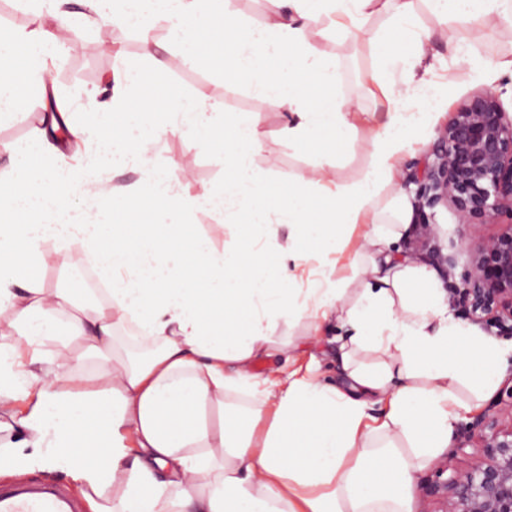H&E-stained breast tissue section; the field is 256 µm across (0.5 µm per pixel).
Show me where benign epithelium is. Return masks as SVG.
Wrapping results in <instances>:
<instances>
[{"label": "benign epithelium", "instance_id": "obj_1", "mask_svg": "<svg viewBox=\"0 0 512 512\" xmlns=\"http://www.w3.org/2000/svg\"><path fill=\"white\" fill-rule=\"evenodd\" d=\"M419 195L420 207L451 206L474 231L512 217V114L500 93L485 87L455 112L440 132ZM471 318L512 332V222L480 238L469 270L456 289ZM475 464L449 471L435 466L424 488L438 508L432 512H512V407L484 414L463 428Z\"/></svg>", "mask_w": 512, "mask_h": 512}]
</instances>
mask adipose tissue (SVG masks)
<instances>
[{
	"mask_svg": "<svg viewBox=\"0 0 512 512\" xmlns=\"http://www.w3.org/2000/svg\"><path fill=\"white\" fill-rule=\"evenodd\" d=\"M50 27L0 35V112L21 108L22 90H47V71L65 50L75 14L26 0ZM108 24L141 35L168 28L170 58L220 65L224 79L272 98L288 113L281 134L318 162L292 178L279 197L253 168L258 119L224 111L204 97H143L131 74L115 73L112 96L92 115L109 119L112 152L93 151L96 129L61 112L45 114L26 146H10V175L0 179V311L14 342L0 346V414L14 415L18 439L0 468L37 465L77 483L91 512H410L406 486L413 468L448 445L462 405L456 388L484 397L498 379L500 349L448 318L442 290L426 267L395 260L393 245L414 221L396 163L413 134L427 130L448 97L429 58V28L419 9L449 26L448 47L472 64L458 29L496 17L512 25V0H273L269 19L254 25L226 0H84ZM377 33L406 39L402 51H379L372 79L388 104L383 126L360 176L332 180L320 157L349 140L360 107L338 91L339 73L309 36L314 26L359 41L367 22ZM231 33V41L216 35ZM404 82H396V75ZM192 132L201 147L224 157V181L201 194L164 176L155 146L166 134ZM82 144L85 159L61 163L62 144ZM35 155L40 165L25 159ZM136 170L138 182L108 185L104 169ZM211 214L243 241L219 249L197 230ZM389 216L364 234L349 281L319 271L297 282L309 260L342 253L346 229ZM285 231L278 262H266L262 235ZM107 283L102 301L80 306L82 289L49 286L43 268H66L73 255ZM337 316L352 346L385 354L368 370L343 353L350 390L292 371L261 386L254 364L284 347L279 318ZM69 345L44 358V339ZM93 373H85L88 359ZM253 397L245 413L229 391ZM382 413L375 433L363 423Z\"/></svg>",
	"mask_w": 512,
	"mask_h": 512,
	"instance_id": "adipose-tissue-1",
	"label": "adipose tissue"
}]
</instances>
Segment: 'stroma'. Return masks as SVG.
<instances>
[{
  "label": "stroma",
  "mask_w": 512,
  "mask_h": 512,
  "mask_svg": "<svg viewBox=\"0 0 512 512\" xmlns=\"http://www.w3.org/2000/svg\"><path fill=\"white\" fill-rule=\"evenodd\" d=\"M383 22V17H372L366 25L365 35L356 44L336 41L331 35L322 39L324 51L338 60L341 93L355 98L370 117L369 126L359 127L357 134L348 143L337 147L334 156L327 159V167L333 177L342 181L353 179L361 173L371 149L369 131L381 126L385 120L386 102L372 97L369 92L376 56L373 36ZM460 34L470 45L473 58L485 63L486 68L479 74L471 66L458 64L448 49L444 34H436L432 39L430 50L437 53L448 68V102L442 111L436 113L429 129L415 135L412 152L406 154L399 165L400 184L411 196L416 193L424 168L434 159L433 147L438 129L447 125L457 108L474 92L486 86L495 87L501 94L506 111L512 113V70L499 66L500 61L512 59V30L491 20L461 29ZM70 40L74 45L73 50L51 65L47 82L53 86L56 96L76 114H83L91 100L106 99L107 81L112 73L130 65L139 70L143 94L149 95L165 88L184 96H205L222 102L229 112L254 114L264 134L260 149L253 155V165L270 185L287 187L289 179L315 160L314 155L299 151L280 136L279 129L285 116L278 102L256 97L237 87H226L223 71L191 66L157 69L150 61L143 59L137 34L124 28H112L108 36L102 37L98 35L94 23L87 21L72 29ZM26 95L27 104L22 110L0 120V141L26 140L38 125L41 114L49 110L48 99L43 98L37 90H27ZM157 159L171 179L177 180L183 173H191V191L195 194L217 187L224 180L221 154L202 150L190 137L178 134L164 137L157 145ZM434 221V237L430 246H423L421 227L414 223L397 241V249L426 266L433 263L431 248L455 255L457 267L453 276L442 279L443 288L451 297L448 304L451 317L457 324L472 328L503 350L499 381L479 405H472L468 390L460 389L465 406L460 409L458 420L465 423L484 414L492 406L504 408L512 404V396L507 393L508 387L512 386V337L499 332L495 326L472 323L464 304L453 298L468 268L469 256L478 243L479 234L460 224L452 209H437ZM345 334V329L333 320L322 323L315 332L311 331L305 319L298 322L278 320L275 339L280 342L292 341L295 348L291 356L258 361L255 371L260 376L274 380L294 369L310 367L316 369L324 381L342 389L348 388L349 380L336 359L338 340Z\"/></svg>",
  "instance_id": "stroma-1"
}]
</instances>
